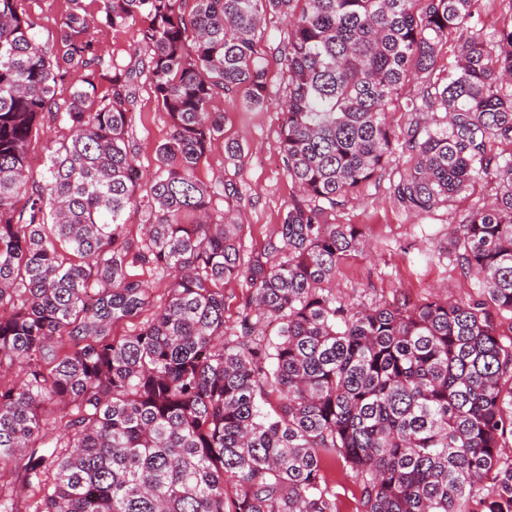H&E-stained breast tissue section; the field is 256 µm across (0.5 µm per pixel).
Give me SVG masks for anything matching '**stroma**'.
Segmentation results:
<instances>
[{"label":"stroma","mask_w":512,"mask_h":512,"mask_svg":"<svg viewBox=\"0 0 512 512\" xmlns=\"http://www.w3.org/2000/svg\"><path fill=\"white\" fill-rule=\"evenodd\" d=\"M95 37L105 70L129 65L137 46V27L103 25ZM265 64L270 99L264 107L245 106L239 93L212 101V110L224 115V136L213 142L196 170L204 183L223 179L238 186L241 199L233 212L238 223L246 227L242 243L247 251L262 245L296 194L280 149L287 75L272 52ZM132 130L138 144L137 163L148 183L157 169L156 148L168 138L170 124L145 80L139 83ZM228 140L242 148L237 161H229L224 153ZM407 161L404 155L394 157L380 179L329 215V223L357 224L364 232L359 251L340 266L333 283L337 296L366 307L401 298L412 302L436 296L478 298L474 278L456 262L451 231L453 221L490 197V189L462 195L449 210L402 215L390 193V183Z\"/></svg>","instance_id":"obj_1"}]
</instances>
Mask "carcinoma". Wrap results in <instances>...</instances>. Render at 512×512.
Segmentation results:
<instances>
[{"instance_id":"1","label":"carcinoma","mask_w":512,"mask_h":512,"mask_svg":"<svg viewBox=\"0 0 512 512\" xmlns=\"http://www.w3.org/2000/svg\"><path fill=\"white\" fill-rule=\"evenodd\" d=\"M71 2L43 42L22 0H0V474L23 471L0 512H21L23 493L26 512H338L330 461L361 512H512V343L495 321L512 316V155L492 148L512 144V24L464 35L483 0H99L98 21ZM268 16L289 25L280 148L299 197L246 256L244 225L212 217L236 187L195 170L224 135L213 99L243 86L247 106L269 101ZM141 17L133 64L98 96L97 23ZM141 75L170 124L144 196ZM412 82L398 132L386 113ZM48 120L70 135L35 179ZM398 153L408 214L495 185L454 240L478 299L359 307L329 288L363 231L324 213ZM137 263L177 277L155 298ZM231 281L246 291L228 329ZM15 366L23 378L3 382Z\"/></svg>"}]
</instances>
